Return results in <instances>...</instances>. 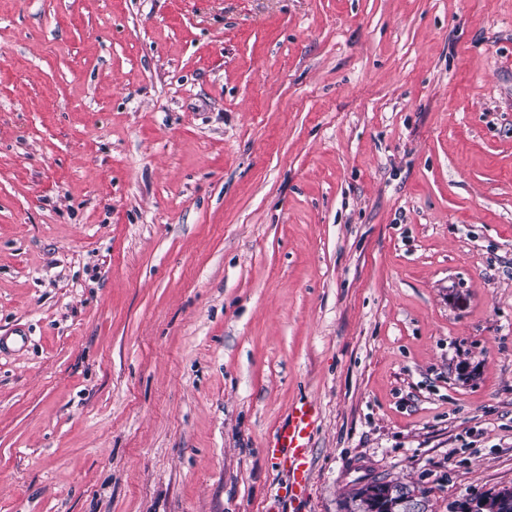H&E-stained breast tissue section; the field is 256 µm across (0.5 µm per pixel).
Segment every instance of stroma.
Masks as SVG:
<instances>
[{
    "instance_id": "obj_1",
    "label": "stroma",
    "mask_w": 512,
    "mask_h": 512,
    "mask_svg": "<svg viewBox=\"0 0 512 512\" xmlns=\"http://www.w3.org/2000/svg\"><path fill=\"white\" fill-rule=\"evenodd\" d=\"M19 331L0 512L512 487V0H0ZM317 418L318 410L313 403H296L265 448L267 458L286 474L285 491L293 500L304 498L310 483L311 436Z\"/></svg>"
}]
</instances>
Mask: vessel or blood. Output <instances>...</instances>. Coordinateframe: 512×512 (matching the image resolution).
Here are the masks:
<instances>
[{"instance_id": "obj_1", "label": "vessel or blood", "mask_w": 512, "mask_h": 512, "mask_svg": "<svg viewBox=\"0 0 512 512\" xmlns=\"http://www.w3.org/2000/svg\"><path fill=\"white\" fill-rule=\"evenodd\" d=\"M317 418L318 410L313 403H296L265 449L272 464L286 474L285 491L294 500L305 497L310 483L311 436Z\"/></svg>"}]
</instances>
